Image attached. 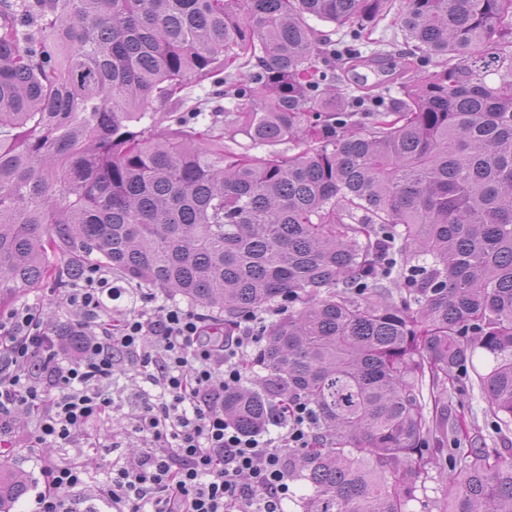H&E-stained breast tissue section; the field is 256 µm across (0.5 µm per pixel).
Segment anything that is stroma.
<instances>
[{"mask_svg":"<svg viewBox=\"0 0 512 512\" xmlns=\"http://www.w3.org/2000/svg\"><path fill=\"white\" fill-rule=\"evenodd\" d=\"M374 44L362 45L363 55H370L375 43L389 44L392 54L386 61L391 80H384L382 74L368 72L369 83L384 82L390 95H397L398 76L404 73L406 65L401 57L405 51L403 36L398 26L391 22H381L373 34ZM141 383L130 368H123L112 380V398L116 409L111 419L101 426V435L94 445H87L84 440H77L65 448H28L25 445L9 449L8 454L14 466L30 481L31 487L26 497L16 506L14 512H37V499L45 488L43 469L51 461H67L80 463L86 471L83 484L71 489L66 494L67 505L71 512H111L110 506L99 499L97 486L111 471L115 462L127 463L132 461L137 452L132 448L113 449L112 434L118 430H129L134 427L140 415L138 392ZM462 404L455 412L462 425L470 434L479 435L486 443L502 444L512 442V429L500 430L493 426L490 418L484 414L485 402L479 391H467L461 397Z\"/></svg>","mask_w":512,"mask_h":512,"instance_id":"35a3bbf8","label":"stroma"}]
</instances>
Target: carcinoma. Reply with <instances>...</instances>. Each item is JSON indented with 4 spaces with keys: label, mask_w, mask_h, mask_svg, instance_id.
Instances as JSON below:
<instances>
[{
    "label": "carcinoma",
    "mask_w": 512,
    "mask_h": 512,
    "mask_svg": "<svg viewBox=\"0 0 512 512\" xmlns=\"http://www.w3.org/2000/svg\"><path fill=\"white\" fill-rule=\"evenodd\" d=\"M392 8L0 0V305L101 266L226 336L252 317L259 372L224 417L311 406L300 512H427L433 469L438 512H512V450L451 419L475 384L512 425V0H406L434 68L398 97L340 89ZM204 81L232 107L202 129ZM27 490L0 455V512Z\"/></svg>",
    "instance_id": "carcinoma-1"
}]
</instances>
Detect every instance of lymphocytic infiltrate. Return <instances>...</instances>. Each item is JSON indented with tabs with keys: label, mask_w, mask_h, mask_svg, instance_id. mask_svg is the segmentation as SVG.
Returning a JSON list of instances; mask_svg holds the SVG:
<instances>
[{
	"label": "lymphocytic infiltrate",
	"mask_w": 512,
	"mask_h": 512,
	"mask_svg": "<svg viewBox=\"0 0 512 512\" xmlns=\"http://www.w3.org/2000/svg\"><path fill=\"white\" fill-rule=\"evenodd\" d=\"M101 268H88L66 302L83 327H96L74 354L58 347L39 310L0 319V447L16 437L17 415L35 416L25 440L64 447L109 419L119 361L144 384L137 425L114 445L135 441L131 464L113 465L99 490L112 512H283L288 454L312 445V413L301 400L275 419L276 434L246 435L224 418V392L245 377L242 360L259 339L249 325L224 339L199 313L177 305L138 308L120 330L102 318ZM39 512H69L66 493L84 481L73 462L44 468Z\"/></svg>",
	"instance_id": "lymphocytic-infiltrate-1"
}]
</instances>
